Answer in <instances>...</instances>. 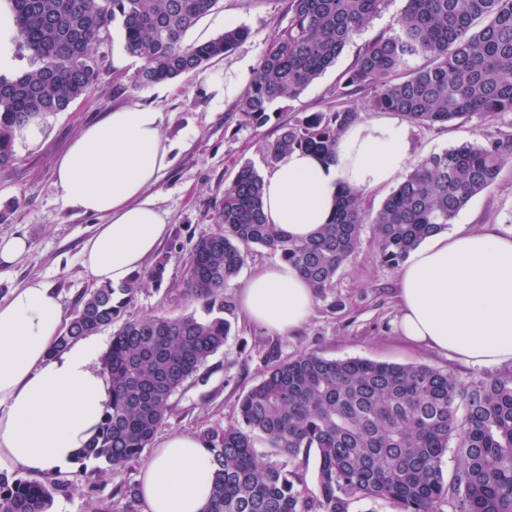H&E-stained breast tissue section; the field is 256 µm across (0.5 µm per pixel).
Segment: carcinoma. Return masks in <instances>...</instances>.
Wrapping results in <instances>:
<instances>
[{"mask_svg": "<svg viewBox=\"0 0 512 512\" xmlns=\"http://www.w3.org/2000/svg\"><path fill=\"white\" fill-rule=\"evenodd\" d=\"M16 39L39 66L0 77V172L15 157V129L61 112L99 77L94 44L116 24L125 50L142 61L140 87L198 73L246 37L241 27L202 43L187 33L219 0H9ZM288 24L253 68L236 109L255 125L276 105L296 100L386 7L387 0H287ZM423 67L403 72L407 58ZM365 94L378 110L418 126L471 114L512 113V0H406L395 27L363 44L332 96ZM358 112H312L281 126L267 164L294 150L332 153ZM512 160V138L462 144L419 157L374 213L345 192L330 223L294 240L262 211L263 176L249 162L224 185L219 230L201 238L188 258L181 295L207 312L199 318L147 315L113 332L103 358L112 403L81 462L124 467L152 444L171 413L170 399L224 345V285L255 247L276 254L306 279L314 295L333 286L337 271L374 225L376 255L397 265L433 233L445 230L471 198L491 186ZM165 265L136 274L118 288L83 294L55 350L109 327L143 289L161 287ZM213 456L215 479L206 512H351L361 501H385L398 512H512V371L466 385L426 365L365 358L327 359L306 353L274 365L240 399L238 419L200 433ZM263 441L290 459L315 451L317 493L295 472L255 452ZM456 441V466L445 479L443 457ZM58 481L0 473V512H51ZM131 512L138 486L112 498Z\"/></svg>", "mask_w": 512, "mask_h": 512, "instance_id": "carcinoma-1", "label": "carcinoma"}]
</instances>
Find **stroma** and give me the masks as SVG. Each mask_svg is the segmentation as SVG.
Instances as JSON below:
<instances>
[{"label":"stroma","mask_w":512,"mask_h":512,"mask_svg":"<svg viewBox=\"0 0 512 512\" xmlns=\"http://www.w3.org/2000/svg\"><path fill=\"white\" fill-rule=\"evenodd\" d=\"M404 4L405 0H389L381 15L347 45L333 67L299 99L283 103L281 111L259 127L242 120L235 102L216 101L209 73L220 69L225 76L237 77L251 71L267 50L274 31L286 26L287 0H219L189 31L187 42L207 41L233 24L247 29V39L211 63L209 72L183 75L149 88L135 86L133 78L140 62L125 51L115 25H107L95 45L100 63L98 81L66 110L45 120L39 146L17 142L12 166L0 173V237L24 235L31 244L27 255L0 269V296L39 277L58 290L68 311L76 310L90 287L80 250L97 219L64 208L54 183V165L83 125L117 107L141 102L163 112L165 132L176 145L173 164L155 189L171 233L157 254L166 264L161 287L141 291L123 316H204L202 305L182 298L179 287L194 244L218 229L216 206L225 182L247 161L266 170L268 147L282 124L312 112L336 109L331 91L339 76L352 64L359 46L394 24ZM409 130L417 155L423 156L464 143L481 145L490 134L512 136V113L493 119L474 114L445 126L413 124ZM455 221L473 229L488 225L502 233L512 232V162L505 165L496 183L466 204ZM246 276V271H239L226 284L224 317L231 324L230 333L197 377L172 396L171 415L162 434L197 433L235 420L241 396L272 366L307 352L327 359L357 357L428 365L463 383L497 373L493 367L466 366L443 353L403 343L397 327V270L378 260L373 225L363 226L360 250L339 269L333 288L316 298L311 317L295 335L282 336L240 320L237 298ZM94 467L90 461L85 470L71 471L74 489L56 494L52 512H93L99 499L105 497L111 498L113 512H124L123 501L113 493L116 488L136 484L140 462L108 469L101 478L92 476Z\"/></svg>","instance_id":"35a3bbf8"}]
</instances>
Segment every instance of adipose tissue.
<instances>
[{
  "instance_id": "adipose-tissue-1",
  "label": "adipose tissue",
  "mask_w": 512,
  "mask_h": 512,
  "mask_svg": "<svg viewBox=\"0 0 512 512\" xmlns=\"http://www.w3.org/2000/svg\"><path fill=\"white\" fill-rule=\"evenodd\" d=\"M163 124L150 106L114 109L83 126L56 162L64 207L98 219L81 249L95 285L128 282L168 235L153 193L173 162ZM413 159L410 131L398 119L353 123L329 158L298 150L267 168L265 218L290 237H308L331 220L343 191H383ZM396 298L407 341L468 364L512 368V234L460 227L431 235L400 266ZM238 307L249 322L286 336L306 323L314 294L292 265H260ZM67 322L61 296L43 279L0 298V463L36 479L71 470L111 400L97 336L55 352ZM214 471L198 434L157 438L139 475L144 512H204Z\"/></svg>"
}]
</instances>
